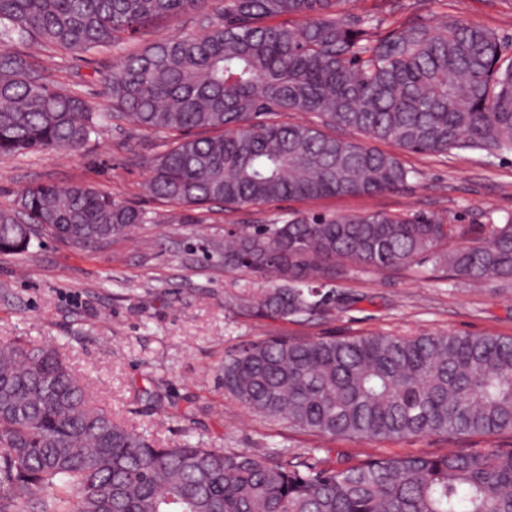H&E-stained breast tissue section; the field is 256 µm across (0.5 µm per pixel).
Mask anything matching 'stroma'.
Masks as SVG:
<instances>
[{
	"instance_id": "1",
	"label": "stroma",
	"mask_w": 512,
	"mask_h": 512,
	"mask_svg": "<svg viewBox=\"0 0 512 512\" xmlns=\"http://www.w3.org/2000/svg\"><path fill=\"white\" fill-rule=\"evenodd\" d=\"M402 20L445 13L494 29L512 57V0H395ZM131 50L123 44L95 56H71L48 72L97 112L110 109L113 67ZM162 150L155 136L112 122L84 144L51 154L0 158V204L25 187L85 185L146 213L147 223L86 253L50 239L19 255H0V339L53 346L113 417L157 444L190 440L208 448L327 449V457L438 455L472 447L467 436L394 441H326L242 409L218 380L224 354L268 334L358 336L422 331L512 336V294L472 288L421 268L356 272L342 288L365 300L331 318L256 321L224 307L225 293L265 286L255 274L224 267V228L287 220L296 212L331 217L382 211L427 213L452 224L502 222L512 214V154L442 157L400 152L416 175L402 189L374 197H329L211 211L175 207L146 189L145 162Z\"/></svg>"
}]
</instances>
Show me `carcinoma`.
Wrapping results in <instances>:
<instances>
[{"label":"carcinoma","mask_w":512,"mask_h":512,"mask_svg":"<svg viewBox=\"0 0 512 512\" xmlns=\"http://www.w3.org/2000/svg\"><path fill=\"white\" fill-rule=\"evenodd\" d=\"M349 0H224L201 34L149 41L112 72L101 115L45 77L53 56L101 54L212 0H0V157L75 148L109 119L167 139L148 192L175 206L374 196L414 177L336 137L445 155L512 153V58L491 28L434 15L367 22ZM306 112L305 123L278 120ZM145 213L91 186L36 184L0 207V255L52 238L105 245ZM456 241L458 246L448 243ZM431 265L512 291V215H295L224 231V268L271 278L225 307L255 320L333 315L350 270ZM224 395L325 440L512 434V337L425 332L269 336L227 352ZM319 448L162 447L96 404L48 345L0 341V512H512V448L380 456Z\"/></svg>","instance_id":"obj_1"}]
</instances>
